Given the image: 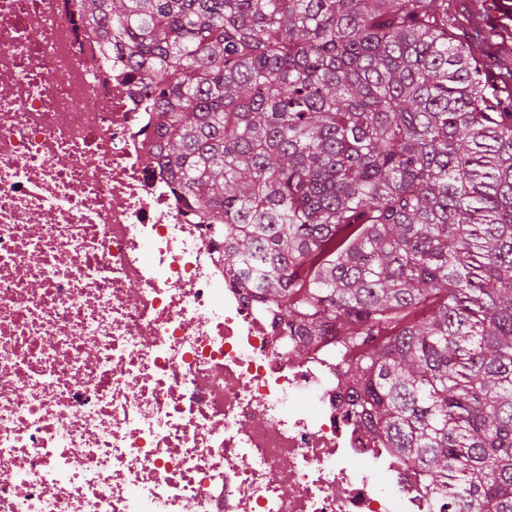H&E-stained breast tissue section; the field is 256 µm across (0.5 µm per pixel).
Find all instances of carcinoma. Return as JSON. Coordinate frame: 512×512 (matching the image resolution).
Here are the masks:
<instances>
[{
	"label": "carcinoma",
	"mask_w": 512,
	"mask_h": 512,
	"mask_svg": "<svg viewBox=\"0 0 512 512\" xmlns=\"http://www.w3.org/2000/svg\"><path fill=\"white\" fill-rule=\"evenodd\" d=\"M224 274L332 345L432 512H512V97L448 0H85Z\"/></svg>",
	"instance_id": "carcinoma-1"
}]
</instances>
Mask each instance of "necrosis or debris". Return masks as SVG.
Here are the masks:
<instances>
[{"label":"necrosis or debris","instance_id":"necrosis-or-debris-1","mask_svg":"<svg viewBox=\"0 0 512 512\" xmlns=\"http://www.w3.org/2000/svg\"><path fill=\"white\" fill-rule=\"evenodd\" d=\"M159 142L80 0H0V512H431L327 347L225 282Z\"/></svg>","mask_w":512,"mask_h":512}]
</instances>
